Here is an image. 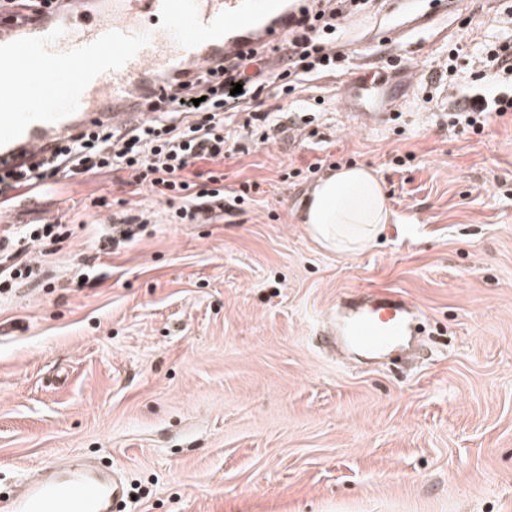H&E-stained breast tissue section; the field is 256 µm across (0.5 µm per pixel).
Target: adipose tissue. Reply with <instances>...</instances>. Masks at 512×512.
I'll use <instances>...</instances> for the list:
<instances>
[{
	"mask_svg": "<svg viewBox=\"0 0 512 512\" xmlns=\"http://www.w3.org/2000/svg\"><path fill=\"white\" fill-rule=\"evenodd\" d=\"M389 220L384 188L363 165H346L318 179L301 217L314 239L336 250L367 246Z\"/></svg>",
	"mask_w": 512,
	"mask_h": 512,
	"instance_id": "1",
	"label": "adipose tissue"
}]
</instances>
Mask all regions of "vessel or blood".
I'll return each instance as SVG.
<instances>
[{
	"label": "vessel or blood",
	"instance_id": "b4317fda",
	"mask_svg": "<svg viewBox=\"0 0 512 512\" xmlns=\"http://www.w3.org/2000/svg\"><path fill=\"white\" fill-rule=\"evenodd\" d=\"M18 22L0 14V169L50 152L75 131L123 129L166 103L167 83L279 44L284 0H53ZM415 311L398 294L350 298L332 339L380 359L413 340ZM127 489L102 462L66 459L0 495V512H125Z\"/></svg>",
	"mask_w": 512,
	"mask_h": 512
}]
</instances>
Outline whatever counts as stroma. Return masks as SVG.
Returning <instances> with one entry per match:
<instances>
[{
    "mask_svg": "<svg viewBox=\"0 0 512 512\" xmlns=\"http://www.w3.org/2000/svg\"><path fill=\"white\" fill-rule=\"evenodd\" d=\"M337 43L343 76L257 98L284 109L268 140L227 116L224 187L249 185L241 210L172 224L106 173L0 217L87 208L67 239L32 247L43 282L0 294V489L103 456L132 512H512V118L448 128L450 97L495 92L479 59L512 45V0H380ZM365 65L400 100L369 123L337 95ZM357 164L391 218L370 248L338 252L299 214L318 174ZM124 207L148 222L109 243ZM79 269L99 286L75 287ZM361 288L414 305L427 360L363 370L320 345Z\"/></svg>",
    "mask_w": 512,
    "mask_h": 512,
    "instance_id": "1",
    "label": "stroma"
}]
</instances>
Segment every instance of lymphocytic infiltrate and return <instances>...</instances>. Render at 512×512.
<instances>
[{"mask_svg": "<svg viewBox=\"0 0 512 512\" xmlns=\"http://www.w3.org/2000/svg\"><path fill=\"white\" fill-rule=\"evenodd\" d=\"M374 0H308L291 20L288 36L278 46L285 66L264 69L261 51L240 55L221 66L220 80L207 76L180 84L169 106L126 131L99 128L78 133L51 153L0 171V212L21 196L41 190L57 177L84 178L103 172H127L130 182L146 188L150 199L165 203L178 224L208 220L210 214L235 210L240 201L224 191V160L236 146L224 135V106L234 86L242 99H256L267 85L283 92L342 70L344 55L328 52L326 38L351 17L371 12ZM512 112V91L495 97L457 100L448 123L483 133L493 117ZM67 235L61 221L33 228L0 231V293L39 278L40 267L28 258L31 244L58 241Z\"/></svg>", "mask_w": 512, "mask_h": 512, "instance_id": "lymphocytic-infiltrate-1", "label": "lymphocytic infiltrate"}]
</instances>
